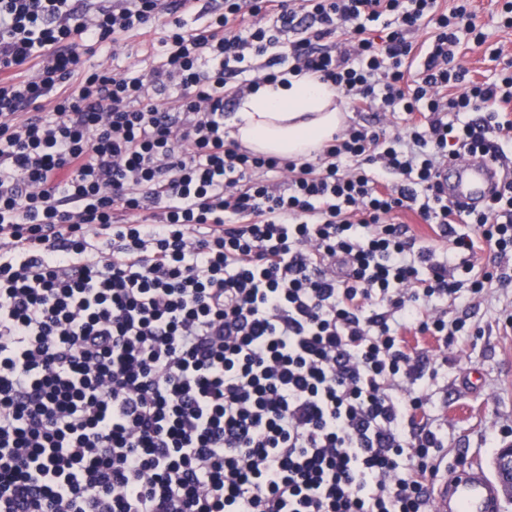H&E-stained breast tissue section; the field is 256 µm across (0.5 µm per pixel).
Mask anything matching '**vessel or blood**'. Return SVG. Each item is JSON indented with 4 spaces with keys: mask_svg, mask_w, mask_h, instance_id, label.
Wrapping results in <instances>:
<instances>
[{
    "mask_svg": "<svg viewBox=\"0 0 512 512\" xmlns=\"http://www.w3.org/2000/svg\"><path fill=\"white\" fill-rule=\"evenodd\" d=\"M439 181L449 199L473 208L491 198L501 182V167L492 159L473 155L465 163L451 162ZM431 512H501L504 493L483 464L471 461L452 474H437L430 483Z\"/></svg>",
    "mask_w": 512,
    "mask_h": 512,
    "instance_id": "vessel-or-blood-1",
    "label": "vessel or blood"
}]
</instances>
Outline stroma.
<instances>
[{
  "mask_svg": "<svg viewBox=\"0 0 512 512\" xmlns=\"http://www.w3.org/2000/svg\"><path fill=\"white\" fill-rule=\"evenodd\" d=\"M474 6L488 40L481 46L462 44L458 57L473 79L484 80L512 61V29L499 25L501 0H475ZM495 49L502 52L497 61L491 58ZM143 58L140 36L131 35L117 52H96L90 62L121 73L142 68ZM448 317L464 321L470 335L445 350L433 342L419 345L438 370L427 392L431 419L448 436L439 458L444 471L469 460L489 462L490 442L512 443V282H492L482 305L456 301Z\"/></svg>",
  "mask_w": 512,
  "mask_h": 512,
  "instance_id": "35a3bbf8",
  "label": "stroma"
}]
</instances>
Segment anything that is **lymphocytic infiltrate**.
Here are the masks:
<instances>
[{
  "label": "lymphocytic infiltrate",
  "instance_id": "f902f5d3",
  "mask_svg": "<svg viewBox=\"0 0 512 512\" xmlns=\"http://www.w3.org/2000/svg\"><path fill=\"white\" fill-rule=\"evenodd\" d=\"M197 2L0 0V512H428L447 438L406 336L447 345L444 301L512 262V181L479 211L437 183L512 148V70L458 63L471 0ZM133 33L149 68L88 65ZM302 73L400 127L225 139ZM397 222L409 224L412 232L420 239L424 240L426 244L432 245L438 251L448 248V242L439 239L426 224H416V218L411 213H400Z\"/></svg>",
  "mask_w": 512,
  "mask_h": 512
}]
</instances>
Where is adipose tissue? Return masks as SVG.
<instances>
[{
    "label": "adipose tissue",
    "mask_w": 512,
    "mask_h": 512,
    "mask_svg": "<svg viewBox=\"0 0 512 512\" xmlns=\"http://www.w3.org/2000/svg\"><path fill=\"white\" fill-rule=\"evenodd\" d=\"M342 124L335 90L306 74L290 86L267 84L242 98L229 136L254 152L297 159L320 148Z\"/></svg>",
    "instance_id": "ef3b65f1"
}]
</instances>
